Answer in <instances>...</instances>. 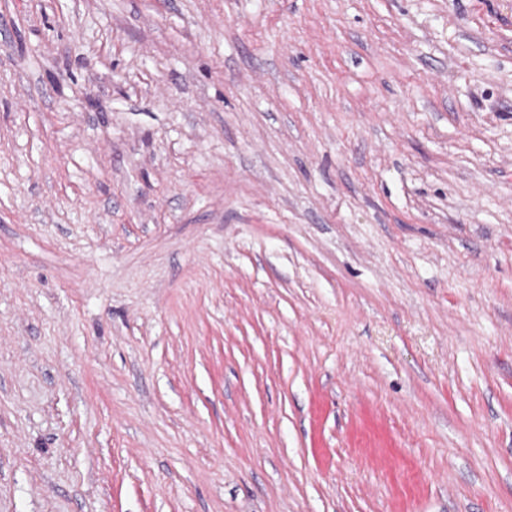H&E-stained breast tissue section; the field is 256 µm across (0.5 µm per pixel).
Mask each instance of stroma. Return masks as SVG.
<instances>
[{
  "mask_svg": "<svg viewBox=\"0 0 512 512\" xmlns=\"http://www.w3.org/2000/svg\"><path fill=\"white\" fill-rule=\"evenodd\" d=\"M0 512H512V0H0Z\"/></svg>",
  "mask_w": 512,
  "mask_h": 512,
  "instance_id": "obj_1",
  "label": "stroma"
}]
</instances>
